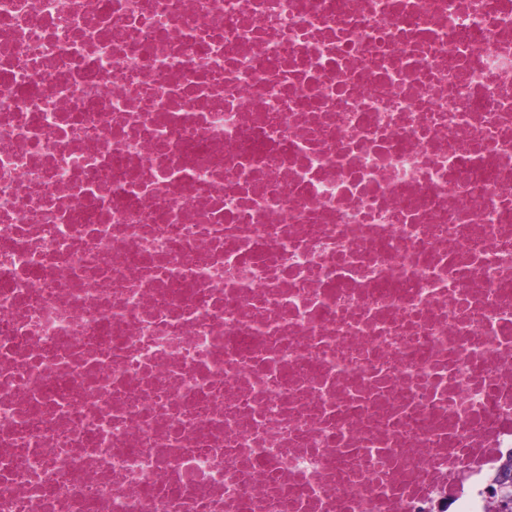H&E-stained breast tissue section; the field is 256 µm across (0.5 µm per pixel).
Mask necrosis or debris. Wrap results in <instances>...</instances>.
<instances>
[{
  "instance_id": "4bbe7bcc",
  "label": "necrosis or debris",
  "mask_w": 512,
  "mask_h": 512,
  "mask_svg": "<svg viewBox=\"0 0 512 512\" xmlns=\"http://www.w3.org/2000/svg\"><path fill=\"white\" fill-rule=\"evenodd\" d=\"M512 0H0V512H499Z\"/></svg>"
}]
</instances>
